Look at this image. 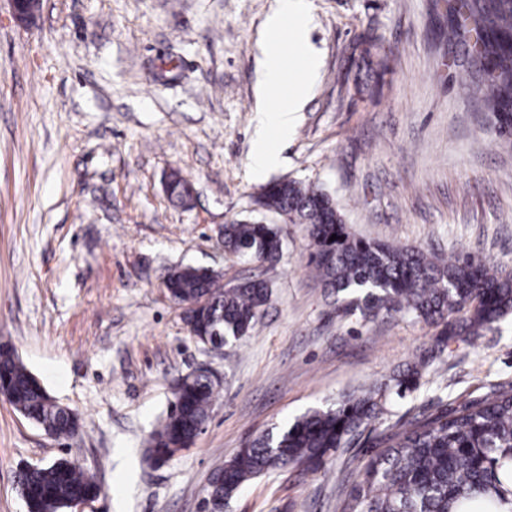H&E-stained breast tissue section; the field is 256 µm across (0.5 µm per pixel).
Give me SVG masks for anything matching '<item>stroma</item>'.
Wrapping results in <instances>:
<instances>
[{"mask_svg":"<svg viewBox=\"0 0 512 512\" xmlns=\"http://www.w3.org/2000/svg\"><path fill=\"white\" fill-rule=\"evenodd\" d=\"M310 4L320 75L283 165L259 177L257 42L275 0H41L33 26L0 0V343L80 417L58 439L0 400V512H27L19 466L60 458L102 487L85 512H207L212 473L249 440L422 357L386 422L512 385L511 315L432 357L423 321L337 311L305 225L258 205L271 181H311L358 238L512 268V134L483 106L474 37H448V0ZM231 221L281 225L280 260L225 253ZM184 265L268 283L247 336L218 352L190 336L163 286ZM197 370L220 380L205 428L151 466L149 434ZM346 459L250 481L224 512H340Z\"/></svg>","mask_w":512,"mask_h":512,"instance_id":"stroma-1","label":"stroma"}]
</instances>
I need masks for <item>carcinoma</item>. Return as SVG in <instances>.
Segmentation results:
<instances>
[{
	"label": "carcinoma",
	"mask_w": 512,
	"mask_h": 512,
	"mask_svg": "<svg viewBox=\"0 0 512 512\" xmlns=\"http://www.w3.org/2000/svg\"><path fill=\"white\" fill-rule=\"evenodd\" d=\"M465 21L476 34L478 56L489 66L486 108L512 127V0H463ZM258 204L306 225L308 265L344 311L364 318L402 313L438 328L436 353L450 336H477L512 313V273L487 257L457 255L442 261L419 248L355 237L333 199L298 180L265 185ZM337 239L330 240L331 236ZM224 250L276 262L282 228L232 221L224 225ZM220 272L184 266L165 281L171 298L198 307L184 318L200 344L220 349L249 333L270 299L263 280L228 288ZM424 362L385 383L354 391L326 409H313L262 434L218 470L232 498L251 480L303 466L316 471L340 448H365L341 512H512V386H494L451 409L400 417L379 432L391 394L417 386ZM216 387L200 377L186 386L149 437L147 462L165 463L193 441L208 421ZM0 396L55 438L73 435L79 418L50 398L11 347L0 346ZM28 512H65L75 496L97 491L94 479L72 460L20 469Z\"/></svg>",
	"instance_id": "cac0c4a2"
}]
</instances>
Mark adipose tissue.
<instances>
[{
	"label": "adipose tissue",
	"mask_w": 512,
	"mask_h": 512,
	"mask_svg": "<svg viewBox=\"0 0 512 512\" xmlns=\"http://www.w3.org/2000/svg\"><path fill=\"white\" fill-rule=\"evenodd\" d=\"M309 23V0H280L266 19L259 87L273 105L258 119L251 156L256 171L279 164L278 144L294 128L317 77L318 60L308 43Z\"/></svg>",
	"instance_id": "adipose-tissue-1"
}]
</instances>
